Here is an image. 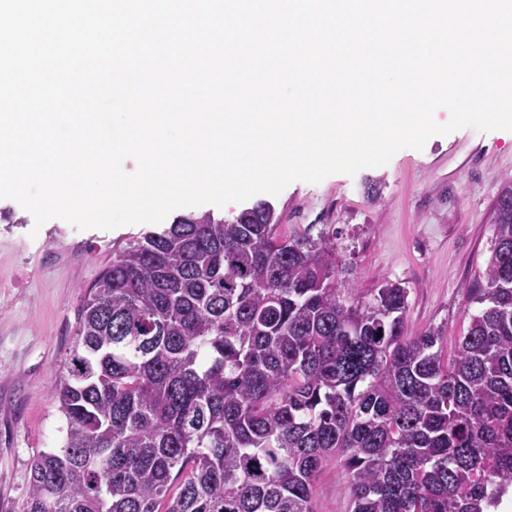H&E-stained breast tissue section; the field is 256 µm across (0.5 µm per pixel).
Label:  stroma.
<instances>
[{"instance_id": "1", "label": "stroma", "mask_w": 512, "mask_h": 512, "mask_svg": "<svg viewBox=\"0 0 512 512\" xmlns=\"http://www.w3.org/2000/svg\"><path fill=\"white\" fill-rule=\"evenodd\" d=\"M512 178V132L463 128L404 148L381 167L296 181L270 200L289 234L328 236L341 277L370 297L384 280L407 288L406 325L444 327L455 351L478 310L468 300L490 255L493 204ZM152 227H35L14 200L0 206V512H25L37 454L60 447L53 391L78 329L82 296L120 248ZM315 512H349L345 479L328 458L314 481Z\"/></svg>"}]
</instances>
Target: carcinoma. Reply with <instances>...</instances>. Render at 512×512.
Listing matches in <instances>:
<instances>
[{"mask_svg": "<svg viewBox=\"0 0 512 512\" xmlns=\"http://www.w3.org/2000/svg\"><path fill=\"white\" fill-rule=\"evenodd\" d=\"M453 357L408 291L338 278L322 235L261 203L121 250L83 296L53 397L62 446L27 512H314L339 459L350 512H491L512 486V181Z\"/></svg>", "mask_w": 512, "mask_h": 512, "instance_id": "carcinoma-1", "label": "carcinoma"}]
</instances>
